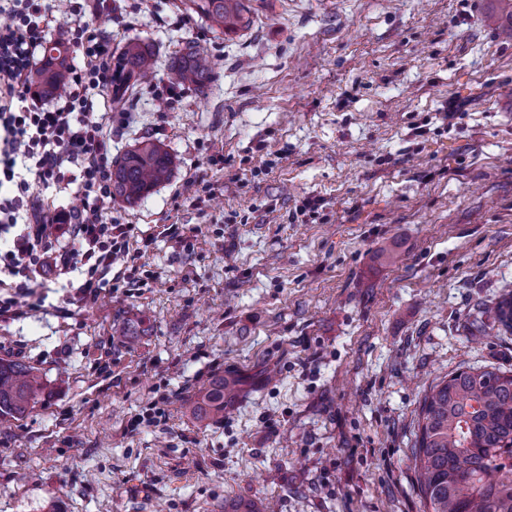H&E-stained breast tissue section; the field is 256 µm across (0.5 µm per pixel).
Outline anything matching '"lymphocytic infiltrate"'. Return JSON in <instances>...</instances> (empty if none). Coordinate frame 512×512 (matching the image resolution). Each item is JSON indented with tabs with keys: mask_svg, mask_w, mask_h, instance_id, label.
I'll return each instance as SVG.
<instances>
[{
	"mask_svg": "<svg viewBox=\"0 0 512 512\" xmlns=\"http://www.w3.org/2000/svg\"><path fill=\"white\" fill-rule=\"evenodd\" d=\"M101 0H66L56 17L42 0H0V319L39 311L35 296L47 277H66L82 301L106 280L133 282L139 268L135 227L110 217L112 123L93 120L91 93L112 84L110 36L93 26ZM66 22L82 48L68 87L50 105L30 88L32 64L52 27ZM77 188L75 215L47 203L48 190Z\"/></svg>",
	"mask_w": 512,
	"mask_h": 512,
	"instance_id": "obj_1",
	"label": "lymphocytic infiltrate"
}]
</instances>
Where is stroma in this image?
<instances>
[{"mask_svg":"<svg viewBox=\"0 0 512 512\" xmlns=\"http://www.w3.org/2000/svg\"><path fill=\"white\" fill-rule=\"evenodd\" d=\"M506 2L252 0V25L217 37L176 0H106L113 46L158 57L125 102L93 98L113 157L150 139L175 158L112 207L154 235V278L86 303L52 288L0 320V358L50 390L0 422V512H423L409 457L430 385L512 371V336L478 330L512 291ZM187 40L217 79L160 108ZM228 372L223 418L192 415ZM154 401L162 417L131 429Z\"/></svg>","mask_w":512,"mask_h":512,"instance_id":"35a3bbf8","label":"stroma"}]
</instances>
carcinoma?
<instances>
[{
    "label": "carcinoma",
    "mask_w": 512,
    "mask_h": 512,
    "mask_svg": "<svg viewBox=\"0 0 512 512\" xmlns=\"http://www.w3.org/2000/svg\"><path fill=\"white\" fill-rule=\"evenodd\" d=\"M177 9L200 18L214 33H234L250 24L245 0H178ZM68 61L65 43L47 45L32 78L39 96L65 90ZM154 62L150 43L127 40L114 62L112 102L122 103ZM215 75L211 58L191 42L168 64L171 84L201 94ZM173 171L174 158L163 145L138 142L113 161L112 202L137 205ZM485 313L489 329L512 335V292L501 295ZM236 387L235 375L218 376L188 409L199 418L222 416ZM48 394V383L35 368L0 359L1 420L24 418ZM412 462L423 512H512V371L468 366L431 385L420 406Z\"/></svg>",
    "instance_id": "obj_1"
}]
</instances>
